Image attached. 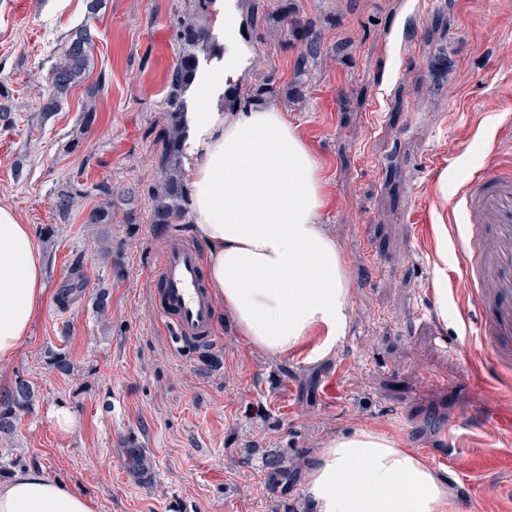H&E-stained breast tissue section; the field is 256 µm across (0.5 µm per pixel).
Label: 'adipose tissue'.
Masks as SVG:
<instances>
[{
	"label": "adipose tissue",
	"mask_w": 512,
	"mask_h": 512,
	"mask_svg": "<svg viewBox=\"0 0 512 512\" xmlns=\"http://www.w3.org/2000/svg\"><path fill=\"white\" fill-rule=\"evenodd\" d=\"M184 115L188 200L207 288L263 352L329 356L345 338L349 279L318 216L326 205L317 160L287 117L210 111L208 93ZM46 293L45 261L29 225L0 205V363L29 335ZM314 512H457L442 476L378 431L329 438L312 462ZM0 512H94L92 501L41 471L0 485Z\"/></svg>",
	"instance_id": "adipose-tissue-1"
}]
</instances>
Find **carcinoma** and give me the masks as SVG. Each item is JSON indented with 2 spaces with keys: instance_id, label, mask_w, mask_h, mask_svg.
Masks as SVG:
<instances>
[{
  "instance_id": "cac0c4a2",
  "label": "carcinoma",
  "mask_w": 512,
  "mask_h": 512,
  "mask_svg": "<svg viewBox=\"0 0 512 512\" xmlns=\"http://www.w3.org/2000/svg\"><path fill=\"white\" fill-rule=\"evenodd\" d=\"M211 0H197V12L179 24L178 39L185 49L181 61L171 75L172 91L167 106L168 128L163 142L160 166L165 174L163 190L154 199V223L176 224L185 220L187 201L183 179L181 177L180 157L182 154V123L186 104L180 96L183 88L189 86L195 73L197 50L213 49L215 37L205 22ZM89 35L82 31L65 49L52 68V84L55 92L42 105L44 112H57L62 108L69 90L79 82L89 68L90 60L86 52ZM29 385L20 379L16 382L11 395L0 399V431L10 429L16 417V411L27 402Z\"/></svg>"
}]
</instances>
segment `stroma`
Segmentation results:
<instances>
[{
  "label": "stroma",
  "instance_id": "obj_1",
  "mask_svg": "<svg viewBox=\"0 0 512 512\" xmlns=\"http://www.w3.org/2000/svg\"><path fill=\"white\" fill-rule=\"evenodd\" d=\"M89 2L0 0V106L12 117L0 124V205L29 224L47 265L29 337L0 364V391L19 378L33 391L0 433V485L30 468L95 512H309L310 461L330 437L368 428L445 472L462 512H512V468L498 463L512 432L483 427L512 413V375L475 334L453 205L512 124V0H412L402 12L398 0H251L259 51L235 65L240 107L286 113L312 149L328 197L319 221L349 274L350 329L324 359L269 356L223 310L216 347L179 349L153 277L169 236L200 244L190 221L156 224L152 212L183 54L176 22L195 0ZM82 28L90 73L43 118L51 68ZM310 39L320 51L297 70ZM104 205L111 223H90ZM467 413L475 428L449 431ZM126 432L157 464L151 486L120 477L112 438Z\"/></svg>",
  "mask_w": 512,
  "mask_h": 512
}]
</instances>
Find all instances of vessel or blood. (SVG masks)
<instances>
[{
    "mask_svg": "<svg viewBox=\"0 0 512 512\" xmlns=\"http://www.w3.org/2000/svg\"><path fill=\"white\" fill-rule=\"evenodd\" d=\"M455 205L481 231V247L470 261L477 270L470 281L471 302L480 313L477 333L494 364H512V153L504 151L489 160L465 184ZM157 277L162 284L158 312L170 320L178 340L209 341L216 303L201 282L198 254L170 246L161 257ZM123 444L127 483H154L157 471L143 455L138 437L125 434Z\"/></svg>",
    "mask_w": 512,
    "mask_h": 512,
    "instance_id": "vessel-or-blood-1",
    "label": "vessel or blood"
}]
</instances>
